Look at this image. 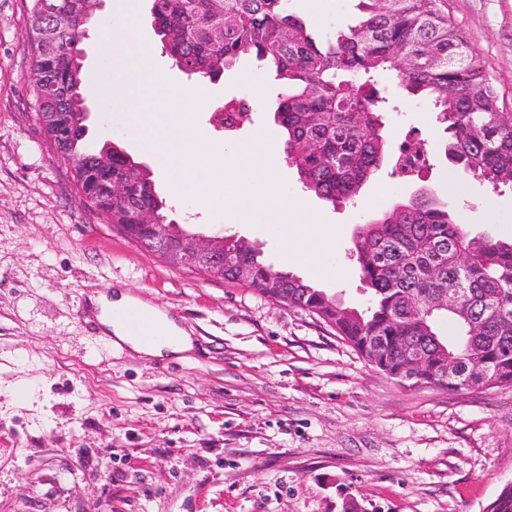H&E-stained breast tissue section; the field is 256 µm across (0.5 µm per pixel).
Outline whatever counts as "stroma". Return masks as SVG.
<instances>
[{
  "mask_svg": "<svg viewBox=\"0 0 512 512\" xmlns=\"http://www.w3.org/2000/svg\"><path fill=\"white\" fill-rule=\"evenodd\" d=\"M357 0H287L324 41L355 22ZM512 110V0H443ZM32 0H0V512H486L512 484V386L448 391L411 387L370 366L310 313L239 281L173 266L113 230L73 184L67 160L36 121ZM102 0L88 24L85 84L111 77L123 26ZM140 26L150 63L171 87L200 86L190 121L202 142L248 150L270 134L279 193L312 227V265L287 261L273 213L199 212L138 146L128 114L134 91L91 116L89 137L111 142L151 172L168 216L203 236L232 235L274 269L363 309L368 295L353 254L357 227L426 188L458 214L471 236H512V186L438 164L406 179L383 168L350 202L305 192L271 112L280 90L254 58L196 84L162 50L150 0ZM264 82L266 99L254 87ZM391 147L408 132L439 154L444 134L430 99L375 83ZM246 102L228 134L218 114ZM123 292L160 309L192 339L190 351L148 358L105 346L82 311ZM30 391L31 403L14 393Z\"/></svg>",
  "mask_w": 512,
  "mask_h": 512,
  "instance_id": "35a3bbf8",
  "label": "stroma"
}]
</instances>
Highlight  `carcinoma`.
<instances>
[{"instance_id":"carcinoma-1","label":"carcinoma","mask_w":512,"mask_h":512,"mask_svg":"<svg viewBox=\"0 0 512 512\" xmlns=\"http://www.w3.org/2000/svg\"><path fill=\"white\" fill-rule=\"evenodd\" d=\"M355 25L319 42L286 0H152L163 50L175 67L201 82L214 81L250 56L275 73L281 91L271 105L284 130L288 160L306 191L331 204L354 200L387 159L382 97L374 77L391 75L414 96L432 98L443 125L444 156L466 173L496 187L512 185V112H506L481 58L464 40L440 0H358ZM87 35L72 26L58 36L59 53L45 61L34 52L32 90L37 113L83 124L90 99L82 59L70 46ZM60 151L73 168L80 197L111 224H137L151 209L166 214L151 172L115 144L97 152L85 138ZM112 152V163L102 162ZM431 169L430 154L412 167L399 155L393 173L414 176ZM121 179L122 199L102 186ZM224 278L237 265L252 269L248 286L302 309L336 330V336L388 376L418 386L458 390L442 381L445 360L467 370L471 388L512 384V238L472 237L454 210L421 190L380 218L361 225L354 239L360 280L369 306L358 311L341 298L235 247ZM448 306L427 314L428 301ZM423 363L403 369L405 349ZM487 512H512V486Z\"/></svg>"}]
</instances>
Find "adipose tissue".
Returning <instances> with one entry per match:
<instances>
[{
    "label": "adipose tissue",
    "instance_id": "ef3b65f1",
    "mask_svg": "<svg viewBox=\"0 0 512 512\" xmlns=\"http://www.w3.org/2000/svg\"><path fill=\"white\" fill-rule=\"evenodd\" d=\"M141 310L146 321L154 327L155 340L149 344L144 343L126 324L115 322L110 326L115 341L124 343L147 357H156L165 352L181 353L191 349L190 336L186 335L164 314L146 304L142 305Z\"/></svg>",
    "mask_w": 512,
    "mask_h": 512
}]
</instances>
